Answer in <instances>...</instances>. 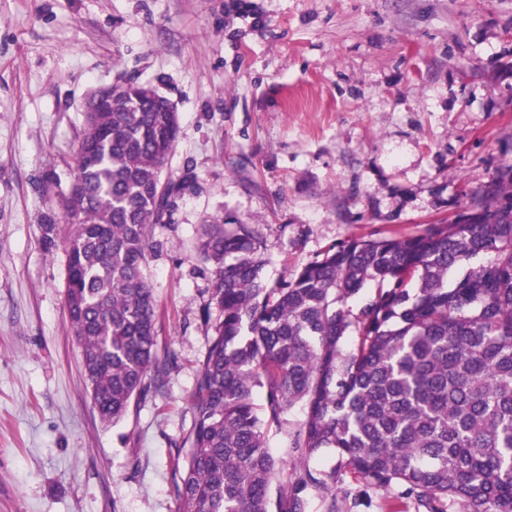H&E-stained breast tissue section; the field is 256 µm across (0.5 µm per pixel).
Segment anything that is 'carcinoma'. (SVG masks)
Returning a JSON list of instances; mask_svg holds the SVG:
<instances>
[{
    "label": "carcinoma",
    "mask_w": 512,
    "mask_h": 512,
    "mask_svg": "<svg viewBox=\"0 0 512 512\" xmlns=\"http://www.w3.org/2000/svg\"><path fill=\"white\" fill-rule=\"evenodd\" d=\"M177 113L149 83L85 113L71 187L64 299L86 386L104 421L160 392L158 304L144 266L183 180L163 179ZM512 164L471 197L480 220L418 234L351 238L269 283L260 239L237 219L202 227L210 302L193 425L177 448V512H349L366 492L336 473L292 467L268 428L295 404L292 453L334 448L357 484L391 493L390 512H512ZM358 313L348 302L367 283ZM356 328L352 349L341 343Z\"/></svg>",
    "instance_id": "cac0c4a2"
}]
</instances>
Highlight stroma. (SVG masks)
Wrapping results in <instances>:
<instances>
[{
  "label": "stroma",
  "mask_w": 512,
  "mask_h": 512,
  "mask_svg": "<svg viewBox=\"0 0 512 512\" xmlns=\"http://www.w3.org/2000/svg\"><path fill=\"white\" fill-rule=\"evenodd\" d=\"M174 105L153 227L162 393L102 423L64 304L61 223L91 89ZM512 163V0H0V512H176L173 456L209 331L205 221L234 216L276 282L330 246L465 210Z\"/></svg>",
  "instance_id": "35a3bbf8"
}]
</instances>
